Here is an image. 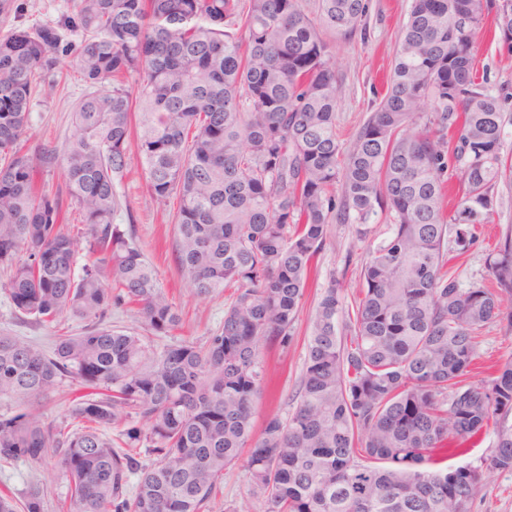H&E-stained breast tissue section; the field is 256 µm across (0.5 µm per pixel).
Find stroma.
<instances>
[{"mask_svg": "<svg viewBox=\"0 0 512 512\" xmlns=\"http://www.w3.org/2000/svg\"><path fill=\"white\" fill-rule=\"evenodd\" d=\"M412 0H368L366 33L348 41L335 42L333 61L341 82L343 97L336 112V129L342 143H350L360 126L369 118L385 92V81L393 62V49L407 19ZM73 11V0H0V33L15 27L56 24ZM473 74L493 92L503 93L504 128L502 156L512 155V52L492 31L478 34L474 47ZM59 84L45 87L35 97L30 114V131L21 143L23 152L31 154L50 143L64 146L72 140L75 127L72 113L87 93L80 74L64 66ZM121 207L117 221L132 226L135 242L155 267L162 289L178 308L181 321L170 336L156 338V346L170 339L205 341L224 320L226 295L197 296L189 280L176 267L175 213L177 199L161 203L152 198L146 174L138 163H130L116 187ZM497 205L488 223L479 226L477 241L469 250L447 263V269L466 288H491L495 281L489 272L491 253L496 252L505 236H512V182L502 180L495 186ZM386 214L375 215L364 229L353 224L331 225L326 241L315 259V272L296 317L293 339L288 349L263 347L270 385L258 400L254 416L255 432H262L269 413H291L293 396L303 369L310 334V318L321 288L330 280L342 282L347 300L357 298L363 280L360 272L369 247L378 244L389 232ZM503 317L489 324L478 340L477 358L482 367L512 360V299H504ZM80 321L65 317L51 324L39 325L23 315L0 286V335L18 336L51 351L57 336L81 329ZM0 482L25 492L32 484L45 489V512H66L67 486L58 472L54 455L42 462L0 460ZM238 512H263L259 498L253 495L241 466L227 468L220 482L213 512L226 507ZM473 512H512V472L489 475Z\"/></svg>", "mask_w": 512, "mask_h": 512, "instance_id": "stroma-1", "label": "stroma"}]
</instances>
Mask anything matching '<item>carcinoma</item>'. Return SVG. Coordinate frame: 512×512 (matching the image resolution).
Here are the masks:
<instances>
[{
    "label": "carcinoma",
    "instance_id": "carcinoma-1",
    "mask_svg": "<svg viewBox=\"0 0 512 512\" xmlns=\"http://www.w3.org/2000/svg\"><path fill=\"white\" fill-rule=\"evenodd\" d=\"M367 10V0H318L314 17L301 0H74L53 27L0 35L7 291L37 324L84 322L49 354L0 335V402L24 406L0 415V459L53 452L70 512H207L236 464L265 512H472L485 474L512 472V362L471 381L477 339L512 296V239L490 256L496 291L444 271L448 242L473 245L496 180H512L502 97L473 76L490 11L512 50V0H412L386 92L345 147L322 32L350 40ZM66 62L92 88L74 109L76 135L30 156L20 143L31 103ZM133 136L152 196L180 201L178 271L199 296L235 289L202 344L154 345L179 313L133 228L116 223ZM59 164L65 189H38ZM454 181L451 212L443 185ZM64 193L83 214L75 232L60 223ZM380 211L390 234L368 251L361 297L348 305L335 279L322 289L294 410L253 437L261 347L291 343L329 226ZM126 304L142 332L104 324ZM65 378L87 390L67 432L43 412ZM130 415L148 429L126 431L124 445L148 461L101 433ZM490 430L480 464L447 465ZM44 497L37 485L20 499L1 489L0 512H44Z\"/></svg>",
    "mask_w": 512,
    "mask_h": 512
}]
</instances>
